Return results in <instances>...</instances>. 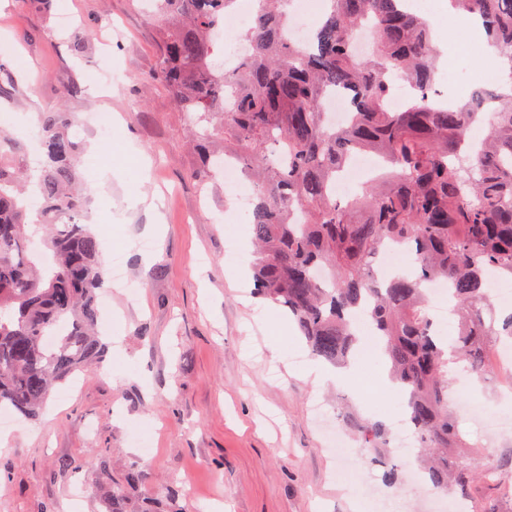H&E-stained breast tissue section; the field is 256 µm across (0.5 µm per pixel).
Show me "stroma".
<instances>
[{
  "instance_id": "1",
  "label": "stroma",
  "mask_w": 512,
  "mask_h": 512,
  "mask_svg": "<svg viewBox=\"0 0 512 512\" xmlns=\"http://www.w3.org/2000/svg\"><path fill=\"white\" fill-rule=\"evenodd\" d=\"M76 36L80 56L69 49ZM158 62L154 28L129 0H0V133L17 144L10 160L39 176V113L81 123L78 170L105 242L101 264L124 273L109 296L102 362L76 373L69 396L53 392L39 418L13 414L0 426V512H106L91 458L106 460L115 480L133 468L146 475L129 496L134 512H423L418 491L386 487L366 450L355 459L360 485L334 480L339 461L313 404L335 418L337 393L359 388L351 409L388 424L405 398L385 389L378 353L361 352L345 383L316 380L317 361L287 316L253 297L250 275L228 280L226 255L249 254L251 227L222 179L198 182L191 117L158 79ZM90 112L122 124L103 136L83 126ZM136 430L150 435L148 456ZM76 484L83 498H73Z\"/></svg>"
}]
</instances>
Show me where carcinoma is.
Instances as JSON below:
<instances>
[{
    "label": "carcinoma",
    "mask_w": 512,
    "mask_h": 512,
    "mask_svg": "<svg viewBox=\"0 0 512 512\" xmlns=\"http://www.w3.org/2000/svg\"><path fill=\"white\" fill-rule=\"evenodd\" d=\"M312 39L283 37L284 0H261L242 38L251 49L237 70L221 71L212 31L236 0H152L150 20L162 51L166 89L198 118L222 122L198 143L196 177L213 179L209 137L224 140L254 187L251 268L257 298L288 315L316 358L345 366L358 349L356 317L370 323L390 381L406 393L419 436L418 463L433 488L464 499L470 512H512V453L485 462L458 427L449 396L461 376L483 381L497 347L512 342V312L484 317L486 272L512 279V78L491 94L436 103L439 49L429 22L402 0H327ZM457 16H477L501 66L512 74V0H450ZM371 23V54L354 38ZM412 89L400 111L397 85ZM352 94L346 127L329 125L323 102ZM493 102L486 137L466 133ZM66 112H42L45 162L38 179L40 219L18 199L20 178L0 152V410L35 416L56 384L102 357L96 291L105 288L102 243L76 191L77 144ZM379 157L380 173L340 204L330 185L352 155ZM412 246L411 271L380 287L376 261L386 249ZM327 266L332 287L314 279ZM448 281L455 335L438 337L423 284ZM54 337V346L47 344ZM363 448H382L390 433L372 420H348ZM145 483L131 469L108 484L109 512H125L130 490ZM498 490L495 500L479 494Z\"/></svg>",
    "instance_id": "cac0c4a2"
}]
</instances>
